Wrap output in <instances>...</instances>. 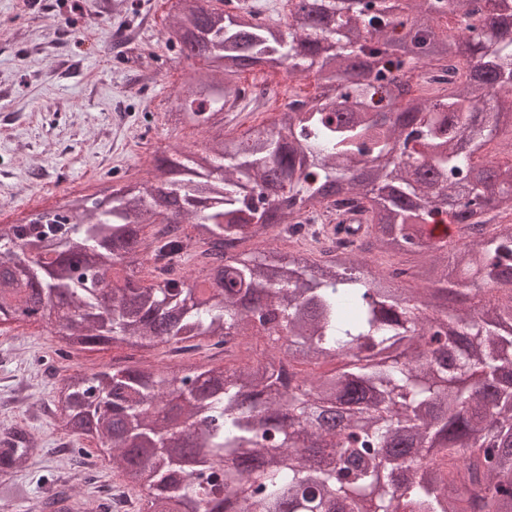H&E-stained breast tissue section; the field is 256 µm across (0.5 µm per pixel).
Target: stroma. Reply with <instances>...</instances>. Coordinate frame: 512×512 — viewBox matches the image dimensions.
Returning a JSON list of instances; mask_svg holds the SVG:
<instances>
[{
	"instance_id": "1",
	"label": "stroma",
	"mask_w": 512,
	"mask_h": 512,
	"mask_svg": "<svg viewBox=\"0 0 512 512\" xmlns=\"http://www.w3.org/2000/svg\"><path fill=\"white\" fill-rule=\"evenodd\" d=\"M113 0H0V214L37 212V191L50 185L91 194L142 183L154 176L156 151L179 143L199 146L212 131L173 125L164 114L178 86L177 49L161 37L168 0H135L132 14ZM51 332L0 325V426L28 425L43 456L19 473L28 498L0 512H30L48 477H71L92 504L116 480L109 458L78 466L49 408L61 362L49 358ZM168 369L205 361L206 351L184 354L159 346L148 352L110 348L75 354L72 365L109 369L127 356Z\"/></svg>"
}]
</instances>
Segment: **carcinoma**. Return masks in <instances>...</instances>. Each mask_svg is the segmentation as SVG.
Returning a JSON list of instances; mask_svg holds the SVG:
<instances>
[{
	"label": "carcinoma",
	"mask_w": 512,
	"mask_h": 512,
	"mask_svg": "<svg viewBox=\"0 0 512 512\" xmlns=\"http://www.w3.org/2000/svg\"><path fill=\"white\" fill-rule=\"evenodd\" d=\"M199 2L176 0L165 31L205 61L181 70L167 116L214 130L209 146L174 148L104 206L0 225V322H47L57 357L224 350L58 380L61 430L111 449L121 477L101 512H512V159L477 162L512 135V0H297L286 28ZM257 68L310 70L320 94L226 139L224 107ZM423 68L448 78L414 91ZM347 199L366 216L354 251H239L303 225L323 238L317 211ZM379 254L427 262L389 273ZM254 334L274 352L233 363ZM329 359L341 368L300 376ZM40 452L0 427L4 498L25 496ZM35 508L87 512L62 483Z\"/></svg>",
	"instance_id": "carcinoma-1"
}]
</instances>
